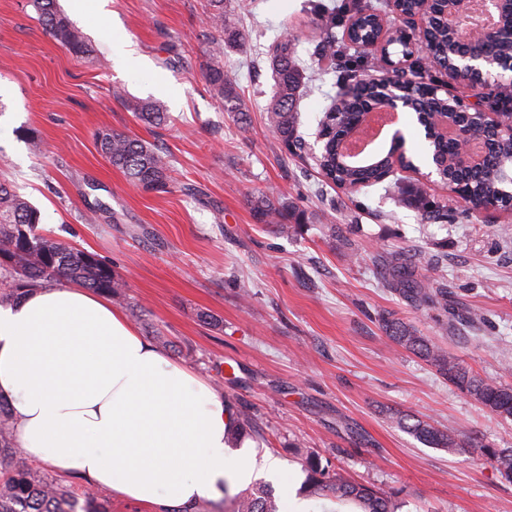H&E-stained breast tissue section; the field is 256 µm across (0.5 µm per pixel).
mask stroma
<instances>
[{"label": "stroma", "instance_id": "stroma-1", "mask_svg": "<svg viewBox=\"0 0 512 512\" xmlns=\"http://www.w3.org/2000/svg\"><path fill=\"white\" fill-rule=\"evenodd\" d=\"M318 0H224L243 34L224 70L246 116L215 98L204 73L212 58L209 0H58L85 34L92 58L45 33L29 0H0V181L42 216L40 230L110 265L146 339L205 377L250 413L248 441L277 458L268 485L280 512L309 496L303 459L318 454L344 477L391 489L403 512H512V484L475 455L428 447L392 414L426 416L458 434L512 448V421L478 405L418 356L389 345L379 316L390 311L456 353L474 373L512 384V214L426 192L453 223H426L382 186L355 192L315 165L319 121L337 93L331 62L312 56L322 36ZM289 38L317 75L297 100L301 150L273 134L270 55ZM134 43L139 73L112 65V42ZM160 102L154 128L128 108ZM122 132L170 160V188L148 193L100 153L96 135ZM39 148H32L30 137ZM293 202L299 223L281 233L256 221L252 197ZM416 255L415 272L446 285L449 306L481 312L479 330L449 331L447 309L411 304L383 279L376 254Z\"/></svg>", "mask_w": 512, "mask_h": 512}]
</instances>
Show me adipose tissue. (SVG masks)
Here are the masks:
<instances>
[{"mask_svg":"<svg viewBox=\"0 0 512 512\" xmlns=\"http://www.w3.org/2000/svg\"><path fill=\"white\" fill-rule=\"evenodd\" d=\"M0 400L26 460L151 512H184L225 481L244 488L279 469L255 448L229 452L236 407L76 284L0 306Z\"/></svg>","mask_w":512,"mask_h":512,"instance_id":"obj_1","label":"adipose tissue"}]
</instances>
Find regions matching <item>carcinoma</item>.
<instances>
[{
    "label": "carcinoma",
    "instance_id": "carcinoma-1",
    "mask_svg": "<svg viewBox=\"0 0 512 512\" xmlns=\"http://www.w3.org/2000/svg\"><path fill=\"white\" fill-rule=\"evenodd\" d=\"M32 7L45 31L75 56L90 54L87 40L81 30L72 25L60 10L58 0H31ZM382 5L342 3L336 7H318V16L326 32L315 45L313 55L334 62L337 84L354 87L355 94L336 97L329 108L339 112L340 119L350 123L368 105L373 103L375 86L344 59L348 47L336 41L335 29L349 33L348 41L357 39V17L366 13L363 21L373 32L374 21L380 17ZM211 29L218 33L205 80L210 91L222 101L231 104V111L243 113L244 103L224 73V49L240 40L239 31L224 17V0H211L209 16ZM502 38L491 44L457 40L448 31L446 21L438 18L427 29L422 40L426 47V66L452 79L467 82L472 89L486 85L482 76L458 71L459 55L473 51L486 54L506 63L512 58V16L499 20ZM275 76L276 91L268 104V121L278 139L285 146L296 142L298 112L296 101L304 80V68L296 61L295 52L288 41L277 44L270 59ZM410 96L423 112H445L448 98L430 94L425 74L417 70H394L385 76ZM129 109L147 126L159 127L168 120L163 107L152 101H131ZM102 154L121 169L135 187L155 192L169 189L168 161L151 143L124 133L111 132L99 142ZM424 148L433 159L441 162L450 155L448 141L437 130L425 133ZM342 147L330 146L316 157L321 174L334 184H347L371 188L382 183L381 170L394 176L387 186L394 200L401 206H414L422 210L424 219L435 222L448 218L445 206L427 199L419 186L404 182L396 176L389 154L377 157L379 167L370 169L355 165L345 166L340 160ZM512 172V146L495 140L488 142L485 167L459 174V181L473 187L476 198L496 196L504 188V179ZM256 220L270 225L279 232L288 231V217L295 209L288 201L260 195L250 201ZM41 213L13 186L0 182V304L18 300L22 295L45 285L79 284L101 292L117 302L125 300L120 291V280L112 268L97 257H85V252L42 234L38 229ZM375 262L385 270L392 287L405 298L418 304L448 307V289L444 285L422 282L415 269L401 255L387 259L375 256ZM380 329L393 344L408 350L430 363L449 384L467 393L484 408L505 420L512 419V385L482 378L459 358L451 355L427 337L419 335L410 324L391 315L381 316ZM239 423L227 436L233 443L252 428V418L246 411L238 413ZM396 424L419 442L433 448H446L452 452L471 448L496 470L500 478L512 483V448H494L475 438L463 439L451 429H444L418 416L397 413ZM309 495L320 498L333 496L339 502L352 503L359 512H401L403 501L395 494L375 489L330 473L321 459L309 453L305 456ZM231 512H276L271 490L259 485L249 492L230 498ZM0 512H111L107 502L97 494L74 482L66 485L45 474L40 468L25 461L13 442L11 417L7 406L0 402Z\"/></svg>",
    "mask_w": 512,
    "mask_h": 512
}]
</instances>
